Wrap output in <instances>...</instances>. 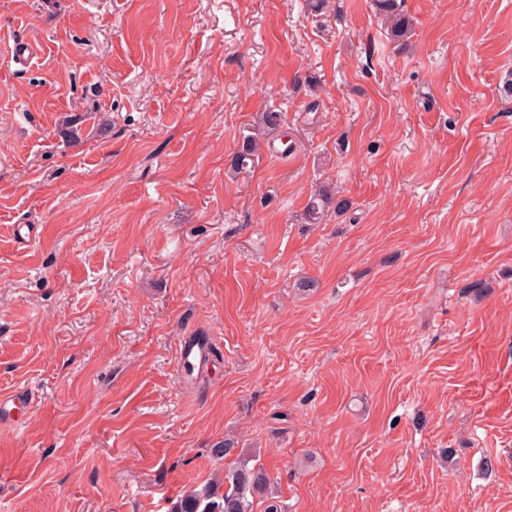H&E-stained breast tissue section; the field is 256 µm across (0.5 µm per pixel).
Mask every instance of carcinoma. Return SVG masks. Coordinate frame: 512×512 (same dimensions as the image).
<instances>
[{
  "mask_svg": "<svg viewBox=\"0 0 512 512\" xmlns=\"http://www.w3.org/2000/svg\"><path fill=\"white\" fill-rule=\"evenodd\" d=\"M377 14L387 24L388 34L395 42H406L413 30L412 19L402 9L401 0H373ZM280 120L276 112L261 114L252 131L242 136L241 145L230 159L229 168L236 174L247 171L260 150L263 135L275 128ZM266 470L243 462L224 473V479L194 488L172 506L171 512H252L255 497L270 501L266 512H283L270 491Z\"/></svg>",
  "mask_w": 512,
  "mask_h": 512,
  "instance_id": "cac0c4a2",
  "label": "carcinoma"
}]
</instances>
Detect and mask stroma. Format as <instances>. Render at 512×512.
I'll list each match as a JSON object with an SVG mask.
<instances>
[{
    "label": "stroma",
    "mask_w": 512,
    "mask_h": 512,
    "mask_svg": "<svg viewBox=\"0 0 512 512\" xmlns=\"http://www.w3.org/2000/svg\"><path fill=\"white\" fill-rule=\"evenodd\" d=\"M312 2L0 0V512H512V0ZM373 6L387 24L391 39L404 44L410 37L413 23L402 9L401 0H373ZM280 120L277 112H263L260 116L258 124L248 131V134L242 136L241 145L230 159L229 168L236 174L247 171L250 163L254 161L256 153L260 150V140L263 135L270 129H274ZM210 342L206 336H184L178 343L176 351V362L178 371L185 382L182 389L191 387V377L188 375V367L193 366L194 370H200L203 366L210 364ZM32 398L24 388H15L8 393L0 394V423L16 422L15 416L19 411L27 408ZM266 470L259 466L239 464L224 472V480L207 483L183 495L170 512H252L255 496L270 500L266 512H283L270 491Z\"/></svg>",
    "instance_id": "obj_1"
}]
</instances>
